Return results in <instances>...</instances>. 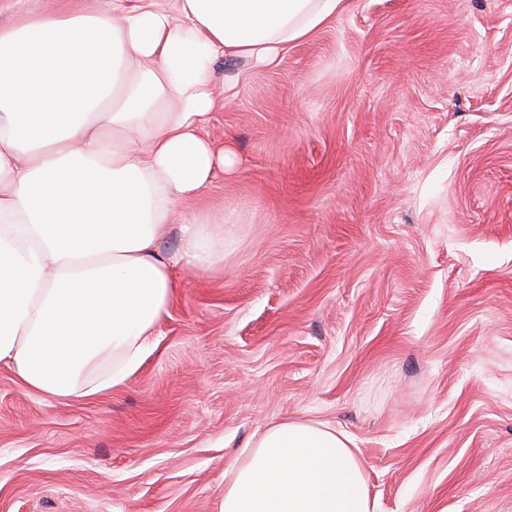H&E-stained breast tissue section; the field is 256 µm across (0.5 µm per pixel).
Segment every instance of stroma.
Here are the masks:
<instances>
[{"label":"stroma","instance_id":"1","mask_svg":"<svg viewBox=\"0 0 512 512\" xmlns=\"http://www.w3.org/2000/svg\"><path fill=\"white\" fill-rule=\"evenodd\" d=\"M207 131L223 273L96 398L0 366V512H219L267 427L351 436L375 512H512V0H351Z\"/></svg>","mask_w":512,"mask_h":512}]
</instances>
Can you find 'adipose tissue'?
<instances>
[{
	"label": "adipose tissue",
	"instance_id": "ef3b65f1",
	"mask_svg": "<svg viewBox=\"0 0 512 512\" xmlns=\"http://www.w3.org/2000/svg\"><path fill=\"white\" fill-rule=\"evenodd\" d=\"M349 0H0V365L51 399L124 383L150 351L177 270L224 265V219L178 208L236 159L207 134L241 78ZM225 62L234 77L219 80ZM54 110L34 123L32 101ZM177 232L179 245L163 242ZM220 512H374L352 439L323 422L263 431Z\"/></svg>",
	"mask_w": 512,
	"mask_h": 512
}]
</instances>
